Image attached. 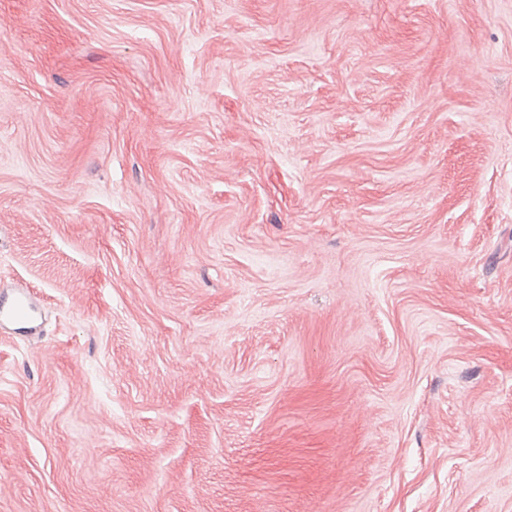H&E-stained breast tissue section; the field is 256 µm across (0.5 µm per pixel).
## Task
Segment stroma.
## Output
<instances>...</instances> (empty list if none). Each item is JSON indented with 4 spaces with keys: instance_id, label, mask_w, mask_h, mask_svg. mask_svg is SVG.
<instances>
[{
    "instance_id": "stroma-1",
    "label": "stroma",
    "mask_w": 512,
    "mask_h": 512,
    "mask_svg": "<svg viewBox=\"0 0 512 512\" xmlns=\"http://www.w3.org/2000/svg\"><path fill=\"white\" fill-rule=\"evenodd\" d=\"M0 512H512V0H0ZM41 320L27 284L16 283L6 293H0L1 330L7 328L12 336H33L38 333Z\"/></svg>"
}]
</instances>
